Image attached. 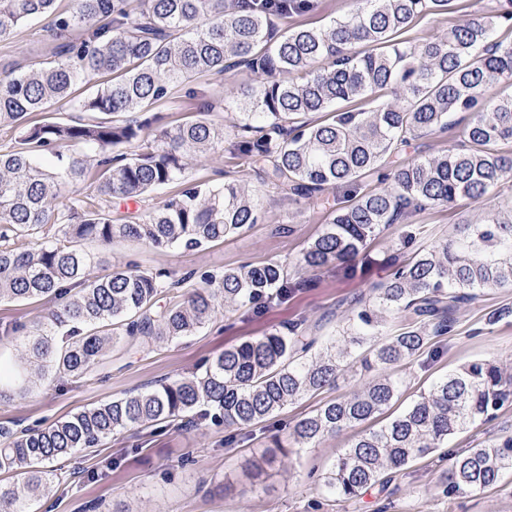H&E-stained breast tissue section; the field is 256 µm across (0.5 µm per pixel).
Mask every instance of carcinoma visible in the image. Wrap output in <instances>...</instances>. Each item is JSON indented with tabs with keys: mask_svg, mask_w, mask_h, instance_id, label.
<instances>
[{
	"mask_svg": "<svg viewBox=\"0 0 512 512\" xmlns=\"http://www.w3.org/2000/svg\"><path fill=\"white\" fill-rule=\"evenodd\" d=\"M351 14L322 29L279 31L272 17L309 11L311 0H0V41L25 22L49 17L58 31L79 29L82 38L52 52L53 60L0 75V127L17 131L0 148V300L61 301L50 322L25 332V353L0 361V399L25 390L1 384L10 373L33 367L80 376L108 345L137 335L191 336L219 305L257 306L306 281L291 282L278 261L213 270L201 276L183 303L155 315L152 308L167 282L164 271L112 268L91 273L84 241L109 246L116 240L160 249H198L259 222L256 196L229 180H188L186 159L228 149L239 164L265 180L308 198L373 172L409 137L446 129L459 112L472 114L463 128L464 149L424 157L397 167L391 188L370 191L336 212L301 255L309 269L336 266L354 275L367 240L411 210L449 206L457 199L488 200L512 180V94L485 104L486 90L512 80V40H494L497 26L512 22V0L496 13L480 14L445 34L422 41L393 42L416 18L448 10V0H359ZM366 49L358 52L355 46ZM245 67L257 78L235 101L241 119L230 132L210 116L208 101L195 104L182 122L145 131L159 120L152 105L203 75ZM96 80L85 94L81 84ZM392 99L357 112L336 108L353 99ZM68 101L87 121L27 116ZM328 112L323 122L304 116ZM140 142L125 155L118 149ZM87 145L102 152L90 172L79 157L63 159L62 146ZM58 155L53 169L35 155ZM83 196L65 211L55 202L71 185ZM179 189L160 205L126 216L112 212L115 199L138 200L167 187ZM403 240L406 258L370 301L340 328V344L313 354L315 340L298 325L227 348L201 373L163 382L124 398L80 411L43 429H0V472L21 481L0 485V512H31L30 502L48 489L49 464L97 446L117 431L177 419L214 420L239 430L264 423L276 411L336 384L360 362L373 373L363 387L331 400L301 419L290 447L274 441L263 458L272 464L293 448L371 422L399 398V382L386 370L419 357L427 345L455 332L454 311L490 292L512 288V208L492 211L480 224H458L455 234L431 248ZM413 310L417 319L384 335L387 318ZM66 327L81 339L56 348L54 332ZM88 333L80 335V331ZM512 406V374L489 361L470 362L439 377L428 392L375 427L358 432L324 476L341 507L367 489L388 482L412 461L451 436L495 418ZM512 472V436L480 442L448 454V497L481 491Z\"/></svg>",
	"mask_w": 512,
	"mask_h": 512,
	"instance_id": "1",
	"label": "carcinoma"
}]
</instances>
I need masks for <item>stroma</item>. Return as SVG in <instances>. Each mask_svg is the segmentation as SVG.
Wrapping results in <instances>:
<instances>
[{
    "label": "stroma",
    "mask_w": 512,
    "mask_h": 512,
    "mask_svg": "<svg viewBox=\"0 0 512 512\" xmlns=\"http://www.w3.org/2000/svg\"><path fill=\"white\" fill-rule=\"evenodd\" d=\"M498 5V0H450L447 11L419 17L403 37L422 39L444 33L474 13ZM55 41L49 18L17 28L12 38L0 42V72L16 63L27 66L45 60L46 45ZM253 82V74L242 68L221 76L199 77L180 88L176 103L156 105L154 113L162 126H175L184 115L187 93L194 91L217 106L214 120L229 129L238 118L233 105L237 92ZM468 121V114L457 113L447 129L419 134L401 149L397 159L382 161L361 181L338 184L322 195L299 201L267 187L257 171L238 164L229 152L189 158L187 178L216 184L235 179L252 190L262 204L259 223L224 242L190 251L161 250L132 241H117L109 247L89 242L85 248L95 258L94 274L102 276L113 267L129 264L142 270L170 271L182 285L158 296L160 309L183 301L198 287V273L243 264L284 262L291 278L301 281V288L255 307L218 309L211 321L187 338L125 339L93 362L82 377L46 374L32 384L24 398L0 400V426L18 431L49 426L80 409L191 375L203 358L252 337L285 330L292 322L302 323L308 336L335 335L345 322L350 302L369 299L373 287L387 279L390 262L399 253L401 235L419 229L422 245H437L454 234L456 225L480 221L489 204L462 198L446 208L409 214L360 254L352 277L333 268H304L299 262L303 249L326 224L333 206L365 191L390 186L389 176L397 162L437 156L459 147ZM504 307L512 308V289L460 305L455 312L456 332L437 344L436 355L425 354L395 368L402 381L401 405H408L428 389L435 376L471 361L488 360L512 371V316L494 324L488 321L491 312ZM355 386V378L340 377L334 387L286 406L271 421L238 432L236 443L230 446L224 443V428L205 422L181 430L142 427L118 431L90 451L56 461L59 481L31 508L33 512H341L333 506L323 476L353 442L354 431L299 450L285 463L274 464L256 483L247 479L244 464L267 448L272 435L287 437L289 427L324 401L349 393ZM506 435L512 436V407L455 435L446 447L434 449L392 475L384 490L363 492L342 512H512V473L480 492L459 493L450 500L440 494L449 452Z\"/></svg>",
    "instance_id": "obj_1"
}]
</instances>
